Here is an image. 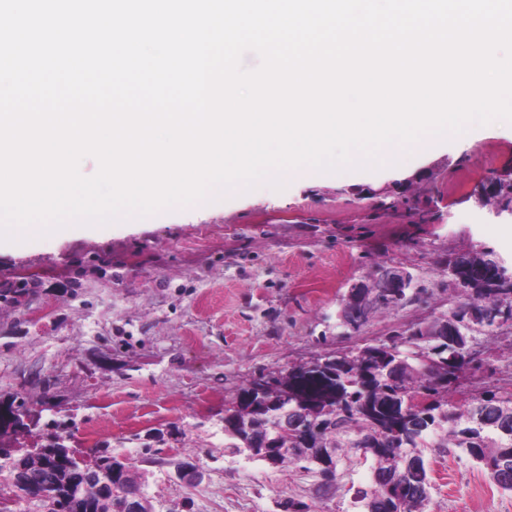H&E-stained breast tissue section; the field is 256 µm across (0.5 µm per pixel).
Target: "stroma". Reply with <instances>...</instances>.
Here are the masks:
<instances>
[{
  "mask_svg": "<svg viewBox=\"0 0 512 512\" xmlns=\"http://www.w3.org/2000/svg\"><path fill=\"white\" fill-rule=\"evenodd\" d=\"M512 170V130L489 125L399 167L261 184L184 210L0 245V283L33 295L0 305V401L42 400L73 420L72 447L110 445L146 463L154 512H360L373 463L350 449L330 487L288 462L271 468L225 448L224 406L261 377L355 352L447 316L448 259L492 249L512 266V237L479 205L482 180ZM413 286L360 329L344 325L351 286L379 268ZM472 347L481 368L463 395L512 392V325ZM194 459L196 484L174 476ZM425 512H512V492L476 465L429 453Z\"/></svg>",
  "mask_w": 512,
  "mask_h": 512,
  "instance_id": "35a3bbf8",
  "label": "stroma"
}]
</instances>
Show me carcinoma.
<instances>
[{"label":"carcinoma","instance_id":"1","mask_svg":"<svg viewBox=\"0 0 512 512\" xmlns=\"http://www.w3.org/2000/svg\"><path fill=\"white\" fill-rule=\"evenodd\" d=\"M498 258L491 250L473 253L467 266L459 274L473 281L483 278L496 268ZM28 291L27 284L5 282L0 285V303L17 305V296ZM492 306L507 304L512 299L500 297L496 292L460 295L448 316L455 319L461 330H467L468 310L478 304ZM404 364L407 376L400 386L390 382L393 366ZM470 363L456 361L455 352L448 343L436 336L420 332L413 336H399L392 344L367 345L358 354L335 358L324 363L322 369L305 371L303 366L292 367L277 378L265 379L266 398L285 391L302 399L322 426L317 435L322 448L338 451L341 448H359V439L373 434L382 438L383 449L367 448L364 456L374 461V481L370 489L356 493V501L363 504L364 512H382L388 497L384 476L399 477L405 463L418 460L425 463L424 449L434 448L440 453H463L480 466L501 489L512 491V435L500 432V424L512 422V393H495L473 399L463 408L448 411V392L456 379L455 372L467 370ZM259 382L252 381L242 389L232 406L224 409V435L230 440L228 447L238 453L258 458L259 449L247 446L249 433H272L273 417L279 407H264L255 402ZM424 396L427 407L415 413L405 409L407 398ZM57 442L54 448L39 440L30 443L14 441L11 454L26 458L35 472L41 457L58 455L56 492L60 497L69 495L84 468L101 472L112 471L116 459L107 446L86 454L70 447L71 433L49 434ZM278 464L301 460L304 451L300 443L289 440L282 444ZM430 479L415 491L406 485L409 498L400 512H424L430 498Z\"/></svg>","mask_w":512,"mask_h":512}]
</instances>
